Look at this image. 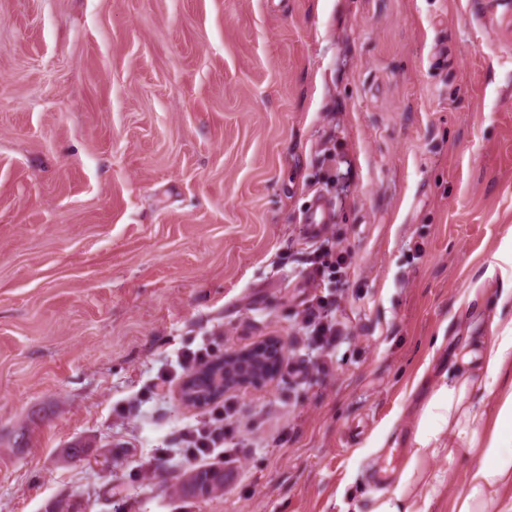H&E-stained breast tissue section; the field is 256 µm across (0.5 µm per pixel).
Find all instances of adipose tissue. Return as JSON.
<instances>
[{
	"label": "adipose tissue",
	"mask_w": 512,
	"mask_h": 512,
	"mask_svg": "<svg viewBox=\"0 0 512 512\" xmlns=\"http://www.w3.org/2000/svg\"><path fill=\"white\" fill-rule=\"evenodd\" d=\"M487 343L484 366L496 376L505 366H512V320L493 322ZM476 387V381L464 372L432 395L422 411L417 446L396 491L378 499L371 512H429L431 498L417 492L414 478L426 457L441 455L452 461L459 456L456 446H440L438 432L447 427L468 432L466 445L477 450L453 512H512V384L501 393L500 407L493 417L471 403Z\"/></svg>",
	"instance_id": "obj_1"
}]
</instances>
